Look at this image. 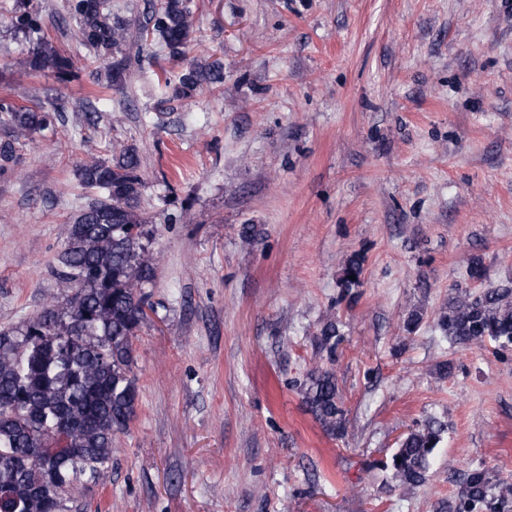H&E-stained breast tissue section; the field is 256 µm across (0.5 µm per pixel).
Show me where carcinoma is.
<instances>
[{
    "label": "carcinoma",
    "mask_w": 512,
    "mask_h": 512,
    "mask_svg": "<svg viewBox=\"0 0 512 512\" xmlns=\"http://www.w3.org/2000/svg\"><path fill=\"white\" fill-rule=\"evenodd\" d=\"M77 43L92 55L96 85L121 82L126 28L112 21L110 0H69ZM18 32L39 40V50L16 64L31 73L72 74L75 55L59 52L41 36L43 17L32 0H15L9 18ZM151 45L178 67L163 70L157 85L190 99L224 82V65L187 60L193 33L189 0H162L145 26ZM52 115L36 106L0 99V174L21 149L47 129ZM110 160L78 165L81 185L99 192L69 225L54 267L67 292L32 317L0 329V512H73L72 493L94 480L112 461L116 434L137 416L139 390L132 339L147 321L143 291L155 278L149 217L142 209L144 181L135 148L115 145ZM364 258L351 257L342 270L344 292L359 286ZM435 328L452 348L491 344L512 350V278L478 291L456 287L436 313ZM343 340L342 324L328 319L313 336L320 363L300 383L307 411L334 439L347 433V410L329 364ZM447 424L429 417L379 461L396 487L424 484ZM448 512H512V483L495 480L483 467L467 469Z\"/></svg>",
    "instance_id": "carcinoma-1"
}]
</instances>
